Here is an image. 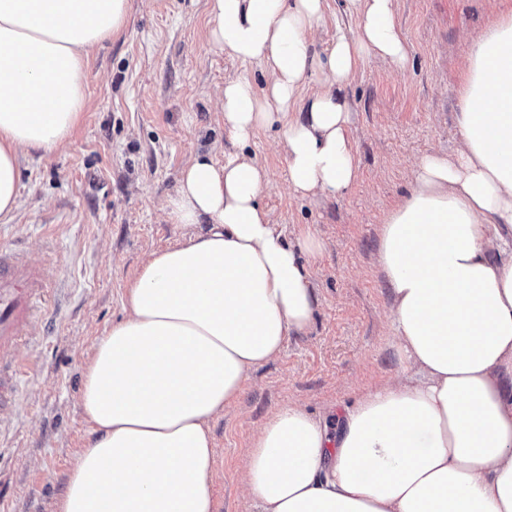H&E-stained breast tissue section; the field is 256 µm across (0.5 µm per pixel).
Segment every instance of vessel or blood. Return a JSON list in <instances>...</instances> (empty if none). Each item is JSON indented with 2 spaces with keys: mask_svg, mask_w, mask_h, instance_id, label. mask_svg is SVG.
Listing matches in <instances>:
<instances>
[{
  "mask_svg": "<svg viewBox=\"0 0 512 512\" xmlns=\"http://www.w3.org/2000/svg\"><path fill=\"white\" fill-rule=\"evenodd\" d=\"M51 290L31 268L21 249L0 251V407L15 401L20 379L30 362L19 349L40 306L49 305Z\"/></svg>",
  "mask_w": 512,
  "mask_h": 512,
  "instance_id": "b4317fda",
  "label": "vessel or blood"
}]
</instances>
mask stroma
Listing matches in <instances>:
<instances>
[{
	"label": "stroma",
	"mask_w": 512,
	"mask_h": 512,
	"mask_svg": "<svg viewBox=\"0 0 512 512\" xmlns=\"http://www.w3.org/2000/svg\"><path fill=\"white\" fill-rule=\"evenodd\" d=\"M500 0H396L409 57H368L344 89L360 165L344 195L299 199L287 190L278 129L248 151L269 172L262 201L285 235L322 244L305 258L316 297L311 325L252 370L240 396L211 422L215 512H255L242 468L255 432L278 409L303 407L335 424L369 391L404 374L390 320V289L377 262L385 213L408 194L416 161L459 144L456 89L470 36ZM207 0H129L125 30L89 54L86 106L66 147L24 152L18 205L0 223V248L18 245L39 265L55 314L34 324L24 353L33 369L18 405L0 412V512H53L89 435L79 404L82 369L97 336L125 315L123 293L147 256L187 230L165 223L190 153L223 161L231 145L216 92L249 77L208 40Z\"/></svg>",
	"instance_id": "35a3bbf8"
}]
</instances>
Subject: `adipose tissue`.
Here are the masks:
<instances>
[{"label":"adipose tissue","instance_id":"adipose-tissue-1","mask_svg":"<svg viewBox=\"0 0 512 512\" xmlns=\"http://www.w3.org/2000/svg\"><path fill=\"white\" fill-rule=\"evenodd\" d=\"M359 20L324 55L325 0H209L210 40L267 81L225 79L223 162L199 152L162 207L188 227L154 251L123 296L126 317L93 343L80 405L91 435L55 512H214L210 423L249 371L306 329L316 298L303 256L261 196L246 152L278 127L288 187L343 195L360 167L341 92L366 56L403 64L395 0H343ZM128 0H0V222L17 207L22 151L68 144L90 51L120 34ZM318 77L306 111L293 106ZM460 145L423 155L386 214L377 262L391 292L404 376L339 418L299 407L256 434L246 486L257 512H512V7L470 45L456 101Z\"/></svg>","mask_w":512,"mask_h":512}]
</instances>
